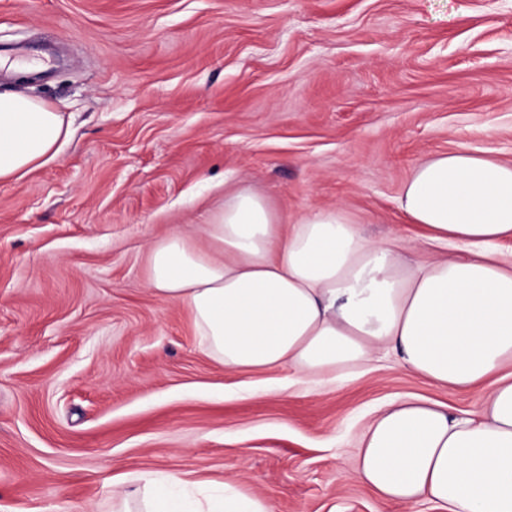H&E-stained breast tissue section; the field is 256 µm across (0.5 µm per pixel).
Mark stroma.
<instances>
[{
  "mask_svg": "<svg viewBox=\"0 0 512 512\" xmlns=\"http://www.w3.org/2000/svg\"><path fill=\"white\" fill-rule=\"evenodd\" d=\"M0 91L71 115L0 182V512H121L111 478L186 474L272 512H396L351 478L390 400L452 392L387 363L343 379L224 370L147 287L146 246L248 187L342 206L411 245L422 158L512 161V0H0Z\"/></svg>",
  "mask_w": 512,
  "mask_h": 512,
  "instance_id": "stroma-1",
  "label": "stroma"
}]
</instances>
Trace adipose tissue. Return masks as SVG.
Returning a JSON list of instances; mask_svg holds the SVG:
<instances>
[{
  "label": "adipose tissue",
  "mask_w": 512,
  "mask_h": 512,
  "mask_svg": "<svg viewBox=\"0 0 512 512\" xmlns=\"http://www.w3.org/2000/svg\"><path fill=\"white\" fill-rule=\"evenodd\" d=\"M71 136L65 113L0 92V180L54 160ZM398 207L418 225L426 257L371 240L339 206L286 216L241 188L204 224L147 248L148 287L185 308L204 350L225 370L349 373L384 357L428 382L482 388L477 410L454 415L417 397L376 410L352 472L386 505L423 501L444 512H512V163L462 147L420 160ZM464 254H431L436 244ZM146 512H270L265 501L171 495L177 473L137 475Z\"/></svg>",
  "instance_id": "obj_1"
}]
</instances>
